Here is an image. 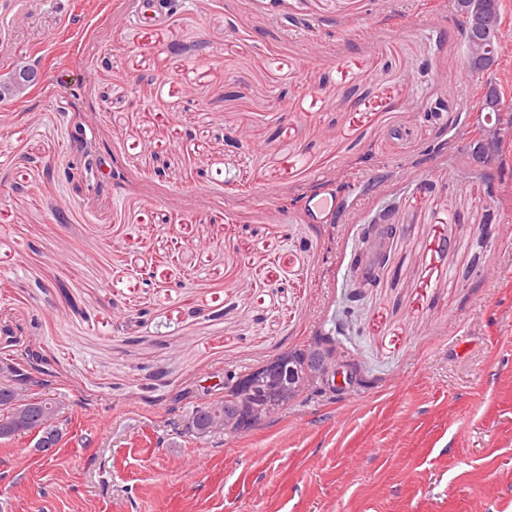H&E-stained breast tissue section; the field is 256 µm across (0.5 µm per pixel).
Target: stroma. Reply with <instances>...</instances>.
Returning a JSON list of instances; mask_svg holds the SVG:
<instances>
[{"label": "stroma", "mask_w": 512, "mask_h": 512, "mask_svg": "<svg viewBox=\"0 0 512 512\" xmlns=\"http://www.w3.org/2000/svg\"><path fill=\"white\" fill-rule=\"evenodd\" d=\"M499 2L504 124L478 165L449 0H180L155 29L139 0H0V77L40 68L0 100V362L39 352L67 404L49 454L0 440V512H512ZM78 123L99 194L68 175ZM381 217L386 264L358 294ZM343 315L366 386L218 442L172 432L226 372Z\"/></svg>", "instance_id": "35a3bbf8"}]
</instances>
